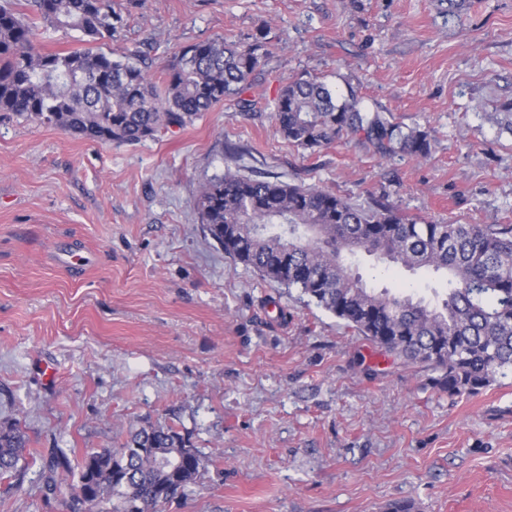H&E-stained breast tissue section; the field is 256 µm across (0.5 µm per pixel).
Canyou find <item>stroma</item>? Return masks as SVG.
<instances>
[{
  "mask_svg": "<svg viewBox=\"0 0 512 512\" xmlns=\"http://www.w3.org/2000/svg\"><path fill=\"white\" fill-rule=\"evenodd\" d=\"M116 2L126 24L102 51L140 55L154 76L183 46L265 34L259 110L220 104L120 147L0 112V422L31 439L0 512H60L42 458L80 460L146 419L210 459L160 512H512L511 377L448 398L426 369L225 257L196 207L230 171L512 224V132L485 119L512 102V0ZM301 76L421 126L430 157L288 145L267 103ZM356 264L394 292L434 285Z\"/></svg>",
  "mask_w": 512,
  "mask_h": 512,
  "instance_id": "stroma-1",
  "label": "stroma"
}]
</instances>
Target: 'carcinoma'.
<instances>
[{
  "label": "carcinoma",
  "instance_id": "obj_1",
  "mask_svg": "<svg viewBox=\"0 0 512 512\" xmlns=\"http://www.w3.org/2000/svg\"><path fill=\"white\" fill-rule=\"evenodd\" d=\"M0 3V112L34 117L98 144L133 146L183 128L221 102L251 112L246 93L267 53L264 35L248 42L214 37L183 47L156 83L131 54L91 49L46 52L38 32L71 33L88 43L112 41L124 27L113 0ZM288 144L316 154L348 138L380 158H426L420 127L403 128L369 111L355 91L333 92L298 77L270 103ZM201 223L224 254L263 279L300 290L385 353L422 364L448 397L474 396L512 374V224H442L410 218L389 202L367 206L317 185L252 179L227 172L201 187ZM365 253L442 283L433 299L368 285L352 269ZM30 437L0 424V478L27 465ZM205 457L191 437L146 422L117 448L64 452L43 460L46 497L61 512H159L187 495Z\"/></svg>",
  "mask_w": 512,
  "mask_h": 512
}]
</instances>
